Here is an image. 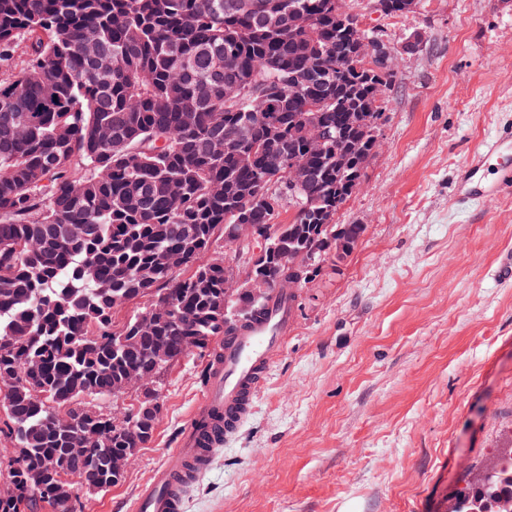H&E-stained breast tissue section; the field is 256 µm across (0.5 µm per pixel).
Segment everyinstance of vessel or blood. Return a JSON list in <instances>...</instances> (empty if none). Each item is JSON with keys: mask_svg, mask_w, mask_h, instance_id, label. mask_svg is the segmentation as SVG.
<instances>
[{"mask_svg": "<svg viewBox=\"0 0 512 512\" xmlns=\"http://www.w3.org/2000/svg\"><path fill=\"white\" fill-rule=\"evenodd\" d=\"M509 147L512 130L502 133L475 156L464 173L466 195H495L512 184V169L507 167L495 180L477 176L487 154ZM292 320L293 303L287 289H276L263 319L216 348L204 392L172 451L174 464L153 472L138 489L129 512H184L187 491L206 473L213 450L222 447L225 437L248 415L264 385L270 356L284 345Z\"/></svg>", "mask_w": 512, "mask_h": 512, "instance_id": "1", "label": "vessel or blood"}]
</instances>
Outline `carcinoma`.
I'll list each match as a JSON object with an SVG mask.
<instances>
[{"mask_svg":"<svg viewBox=\"0 0 512 512\" xmlns=\"http://www.w3.org/2000/svg\"><path fill=\"white\" fill-rule=\"evenodd\" d=\"M252 2L240 14L233 0H0V378L13 379L0 433L16 449L0 512H69L62 476L116 486L112 456L147 447L161 406L145 393L133 427L115 428L86 399L123 392L132 367L163 373L196 337L202 351L235 335L226 310L266 314L270 289L224 297L214 245H235V225L262 229L247 273L270 284L322 276L290 272L288 256L332 254L341 268L364 235L336 214L365 177L373 133L350 127L338 142L336 129L395 73L336 69L363 30L331 0ZM291 9L309 14L303 38ZM312 111L327 149L308 159ZM288 157L305 168L293 194ZM282 197L293 214L277 224ZM163 302L175 311L150 313ZM89 431L97 447H79ZM505 497L512 447L457 491L453 512H498Z\"/></svg>","mask_w":512,"mask_h":512,"instance_id":"1","label":"carcinoma"}]
</instances>
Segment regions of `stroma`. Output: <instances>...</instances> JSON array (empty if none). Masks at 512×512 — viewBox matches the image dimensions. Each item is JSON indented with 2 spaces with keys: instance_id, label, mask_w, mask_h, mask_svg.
Instances as JSON below:
<instances>
[{
  "instance_id": "stroma-1",
  "label": "stroma",
  "mask_w": 512,
  "mask_h": 512,
  "mask_svg": "<svg viewBox=\"0 0 512 512\" xmlns=\"http://www.w3.org/2000/svg\"><path fill=\"white\" fill-rule=\"evenodd\" d=\"M397 53L381 147L339 211L366 227L341 270L302 289L257 402L210 459L185 512H444L512 437V187L467 197L459 175L512 128V0H422L398 17L346 0ZM208 352L162 375L152 442L124 481L78 492L128 512L169 461Z\"/></svg>"
}]
</instances>
